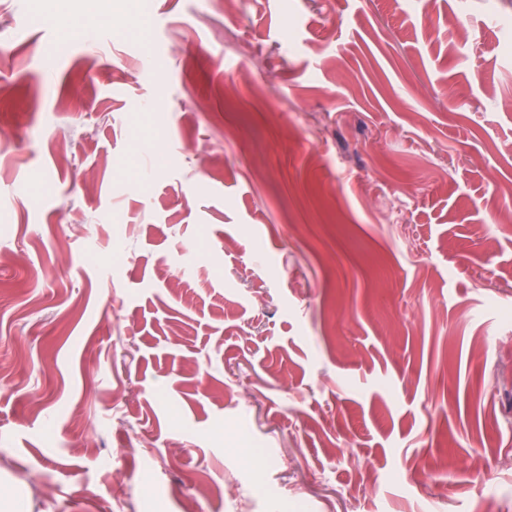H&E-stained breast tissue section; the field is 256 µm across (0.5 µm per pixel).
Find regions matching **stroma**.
Wrapping results in <instances>:
<instances>
[{"mask_svg": "<svg viewBox=\"0 0 512 512\" xmlns=\"http://www.w3.org/2000/svg\"><path fill=\"white\" fill-rule=\"evenodd\" d=\"M424 10L0 0V492L512 512V0Z\"/></svg>", "mask_w": 512, "mask_h": 512, "instance_id": "stroma-1", "label": "stroma"}]
</instances>
